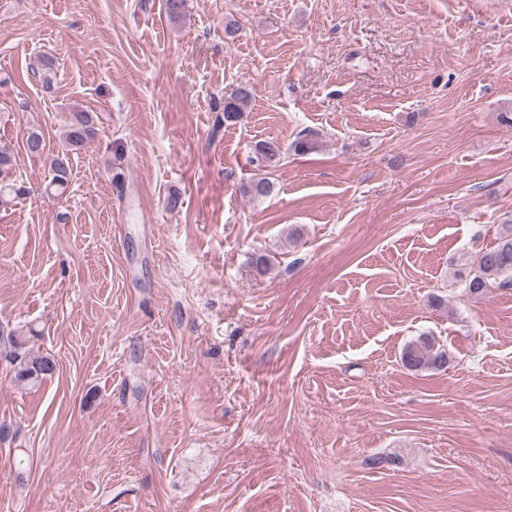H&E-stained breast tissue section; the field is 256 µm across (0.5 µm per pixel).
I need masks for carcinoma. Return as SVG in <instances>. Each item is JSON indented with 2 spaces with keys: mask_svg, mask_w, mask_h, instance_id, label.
Returning a JSON list of instances; mask_svg holds the SVG:
<instances>
[{
  "mask_svg": "<svg viewBox=\"0 0 512 512\" xmlns=\"http://www.w3.org/2000/svg\"><path fill=\"white\" fill-rule=\"evenodd\" d=\"M251 98L249 89L237 86L224 97V113L217 122L233 124L237 122L247 108ZM97 129L92 117L87 112H78L73 121L63 132V141L67 150L81 149L96 136ZM25 150L32 156L45 155L46 139L44 133L34 129L27 134ZM47 156V155H45ZM256 159L272 163L280 158L281 148L275 141H261L256 144ZM51 180L46 190L60 194L67 189L70 180L69 157L66 154L47 156ZM274 184L267 178H257L243 186V192L260 199L269 196ZM25 194V187L15 183L0 182V203L7 204ZM464 291L483 294L494 288L512 287V221L501 225L496 243L476 252L469 262V269L459 274ZM27 336L19 329L0 328V346L6 350L5 357L17 367L20 381L37 384L52 376L56 369L55 362L48 356H35L24 351ZM401 361L405 369L413 372L441 371L448 363V353L435 346V340L422 336L408 343Z\"/></svg>",
  "mask_w": 512,
  "mask_h": 512,
  "instance_id": "1",
  "label": "carcinoma"
}]
</instances>
